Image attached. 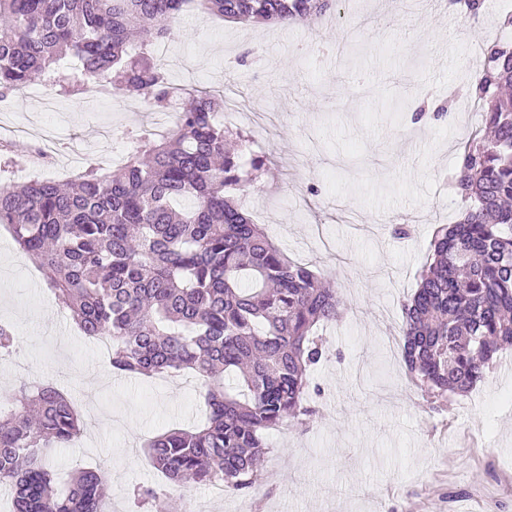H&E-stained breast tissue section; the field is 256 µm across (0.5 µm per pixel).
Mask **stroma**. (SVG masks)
Segmentation results:
<instances>
[{"label": "stroma", "mask_w": 512, "mask_h": 512, "mask_svg": "<svg viewBox=\"0 0 512 512\" xmlns=\"http://www.w3.org/2000/svg\"><path fill=\"white\" fill-rule=\"evenodd\" d=\"M493 24L489 15L469 25L443 0H339L331 19L308 25L249 26L199 8L180 15L166 44L171 81L219 91L239 108L236 126L269 157L245 205L345 306L322 331L315 415L308 427L266 435L270 451L250 493L228 490L210 504L206 485L175 486L150 512H184L190 497L207 512H512V349L471 394L442 408L422 398L387 343L435 229L460 213L449 182L460 143L480 125L476 117L420 125L412 114L474 82ZM44 88L35 81L0 103V122L42 124ZM50 101L60 115L48 145L56 171L76 150L115 169L113 147L131 154L126 130L149 123L136 99L109 108L97 92ZM311 184L318 195L308 194ZM402 222L411 237L392 238L391 225ZM0 321L18 335L13 355L0 360V402L20 383H49L82 417L80 439L47 459L58 486L75 471H102L106 512H129L135 486L164 485L145 445L204 420L202 378H117L7 232Z\"/></svg>", "instance_id": "stroma-1"}]
</instances>
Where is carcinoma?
Masks as SVG:
<instances>
[{
	"label": "carcinoma",
	"instance_id": "obj_1",
	"mask_svg": "<svg viewBox=\"0 0 512 512\" xmlns=\"http://www.w3.org/2000/svg\"><path fill=\"white\" fill-rule=\"evenodd\" d=\"M196 1L229 21L265 25L323 18L335 0H0V100L47 73L56 92L107 87L153 112L183 100L177 126L137 140V157L107 172L0 186V224L46 273L80 331L112 340L117 374L193 371L208 379L206 420L151 440L152 464L173 484L254 486L266 432L307 423L308 371L325 356L318 325L341 298L291 261L238 203L268 157L233 152L251 136L215 119L209 91L174 86L153 46ZM139 33V52L127 47ZM482 127L462 143L452 187L466 203L437 229L419 286L403 304L400 357L433 403L466 396L512 348V49L485 48L475 78ZM14 330L0 323V357ZM237 387L228 391L224 377ZM81 418L52 385H20L0 413V484L12 512H100L105 475L80 472L56 487L50 453L80 435Z\"/></svg>",
	"mask_w": 512,
	"mask_h": 512
}]
</instances>
